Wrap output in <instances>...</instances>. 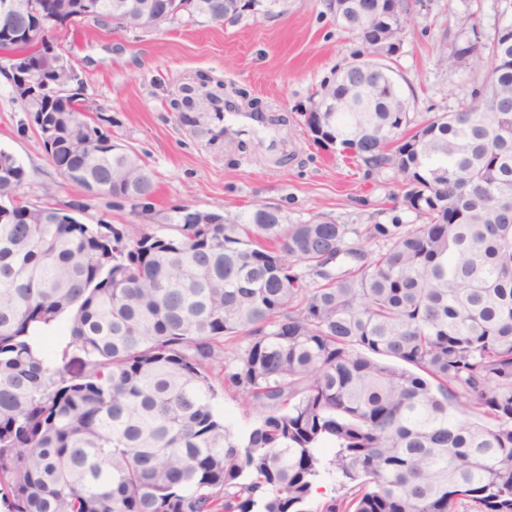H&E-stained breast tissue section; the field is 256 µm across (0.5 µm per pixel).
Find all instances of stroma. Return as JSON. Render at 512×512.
Returning a JSON list of instances; mask_svg holds the SVG:
<instances>
[{"mask_svg": "<svg viewBox=\"0 0 512 512\" xmlns=\"http://www.w3.org/2000/svg\"><path fill=\"white\" fill-rule=\"evenodd\" d=\"M429 15L408 25L397 58L403 89L413 90L416 119L452 110L480 86L486 70L438 61L443 32H457L477 12L478 35L491 42L512 19V0H427ZM52 40L79 75L72 91L110 116L111 133L154 171L152 211L106 195H87L50 163L30 123V104L0 83V149L25 170L20 192L30 202L53 191L63 203L85 205V224H159L175 206L235 215L263 200L289 223L326 214L340 224L416 223L402 206L392 171L365 175L336 152L314 145L302 114L309 98L360 45L337 27L326 0H288L285 14L244 13L238 22L165 24L139 33L86 24L57 28ZM221 97L225 113L261 115L266 133H228L217 141L184 125L186 94Z\"/></svg>", "mask_w": 512, "mask_h": 512, "instance_id": "stroma-1", "label": "stroma"}]
</instances>
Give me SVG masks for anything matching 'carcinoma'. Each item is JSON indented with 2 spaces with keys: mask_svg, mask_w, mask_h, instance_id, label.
Returning <instances> with one entry per match:
<instances>
[{
  "mask_svg": "<svg viewBox=\"0 0 512 512\" xmlns=\"http://www.w3.org/2000/svg\"><path fill=\"white\" fill-rule=\"evenodd\" d=\"M32 2L57 27L54 0ZM416 6L345 0L336 23L357 37L374 10L386 45ZM196 16L240 13L197 0ZM470 44L440 41V64ZM366 49L313 93L305 126L393 171L419 224H286L263 203L222 224L185 206L162 224H83L78 204L21 198L25 172L0 149L4 512H309L325 474L343 494L319 512H512V21L471 56L483 88L421 123ZM180 119L224 136L221 112ZM46 121L68 180L151 209L152 169L105 129L88 139L95 116L70 103ZM55 326L79 370L37 335ZM226 390L258 413L244 437L218 408Z\"/></svg>",
  "mask_w": 512,
  "mask_h": 512,
  "instance_id": "carcinoma-1",
  "label": "carcinoma"
}]
</instances>
